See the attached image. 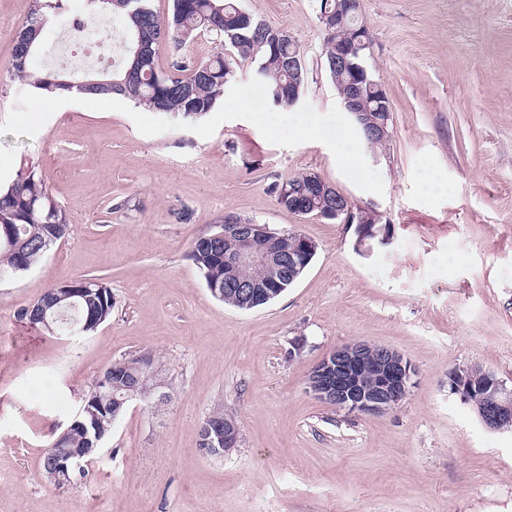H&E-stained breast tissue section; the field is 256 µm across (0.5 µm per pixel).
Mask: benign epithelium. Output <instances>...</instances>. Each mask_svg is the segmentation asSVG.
Returning a JSON list of instances; mask_svg holds the SVG:
<instances>
[{
    "label": "benign epithelium",
    "instance_id": "7a95c632",
    "mask_svg": "<svg viewBox=\"0 0 512 512\" xmlns=\"http://www.w3.org/2000/svg\"><path fill=\"white\" fill-rule=\"evenodd\" d=\"M363 44L354 39V48L336 55V65L353 71L367 79L366 58L356 48ZM384 111L367 112L363 107L361 83L353 84L346 94H339L340 107L351 116L357 132L366 136L385 138L391 135V112L385 96H380ZM278 192L288 197V211L301 217H318L338 220L355 227V248L359 253L371 249V242L388 243L387 226L381 224L382 214L372 206H355L335 186L319 175H307V183L298 186L284 183ZM216 238L231 236L237 247L224 254V264L230 269L256 265L262 267L274 290L265 293L273 299L280 293L283 280L292 283L306 269L316 253V243L295 229H284L276 236L279 246L271 252L264 244L268 225L235 216H227L217 225ZM232 292L241 300L245 309L252 307L251 299L257 295L248 280L237 279L231 283ZM414 368L398 351L379 344L355 342L341 345L325 354L307 375V388L320 401L338 409L360 414H384L401 406L409 395ZM448 386L452 393L467 403L473 396L482 398L476 417L482 426L491 431H505L512 426V388H507L493 372L479 366L458 367L448 372ZM207 454H220L237 446L238 426L234 418L219 424L206 420ZM97 452L95 448L74 449L59 456L53 448L45 449L51 461L44 472L55 486L71 484L69 473L82 468L83 459Z\"/></svg>",
    "mask_w": 512,
    "mask_h": 512
}]
</instances>
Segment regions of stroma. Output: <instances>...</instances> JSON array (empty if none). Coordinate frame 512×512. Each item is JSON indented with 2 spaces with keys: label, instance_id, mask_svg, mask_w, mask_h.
Wrapping results in <instances>:
<instances>
[{
  "label": "stroma",
  "instance_id": "obj_1",
  "mask_svg": "<svg viewBox=\"0 0 512 512\" xmlns=\"http://www.w3.org/2000/svg\"><path fill=\"white\" fill-rule=\"evenodd\" d=\"M303 48V98L337 102L316 0H240ZM30 0H0V122L29 86L11 72ZM367 66L392 106V137L365 149L383 195L340 174L330 150L267 142L244 119L208 138L141 134L116 111L67 105L32 137L0 134V183L35 165L69 234L0 284V512H512V431L485 429L448 387L477 365L512 387V0H362ZM312 172L375 207L391 242L355 252L353 229L281 208L275 183ZM234 215L296 229L317 252L269 303L242 311L209 292L191 243ZM98 275L111 318L55 336L21 319L45 290ZM388 346L416 374L396 410L335 409L306 376L350 342ZM155 351L172 387L131 402L74 485L42 474L43 449L98 374ZM216 408L240 442L199 446Z\"/></svg>",
  "mask_w": 512,
  "mask_h": 512
}]
</instances>
